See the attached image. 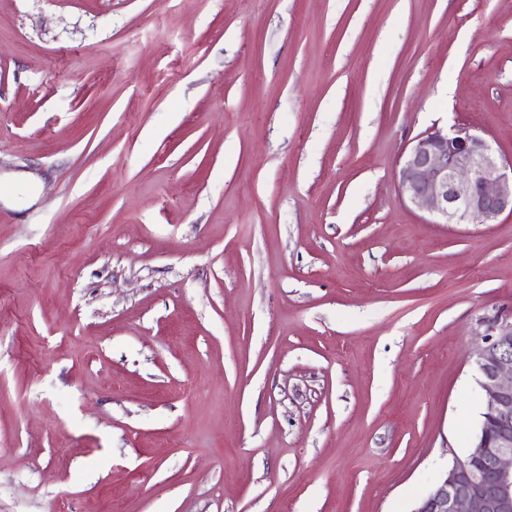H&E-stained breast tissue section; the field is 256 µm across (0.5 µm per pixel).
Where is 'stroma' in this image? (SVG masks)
I'll return each instance as SVG.
<instances>
[{"label": "stroma", "mask_w": 512, "mask_h": 512, "mask_svg": "<svg viewBox=\"0 0 512 512\" xmlns=\"http://www.w3.org/2000/svg\"><path fill=\"white\" fill-rule=\"evenodd\" d=\"M512 0H0V512H412L484 405ZM402 196L442 220L495 224L512 216V159L467 127L442 128L416 139L399 170Z\"/></svg>", "instance_id": "35a3bbf8"}]
</instances>
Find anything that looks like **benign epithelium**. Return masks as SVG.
Instances as JSON below:
<instances>
[{
  "label": "benign epithelium",
  "instance_id": "benign-epithelium-1",
  "mask_svg": "<svg viewBox=\"0 0 512 512\" xmlns=\"http://www.w3.org/2000/svg\"><path fill=\"white\" fill-rule=\"evenodd\" d=\"M402 196L444 224H496L512 216V159L467 127L416 139L399 170ZM476 351L485 394L464 458L440 472L412 512H512V317L479 320Z\"/></svg>",
  "mask_w": 512,
  "mask_h": 512
}]
</instances>
